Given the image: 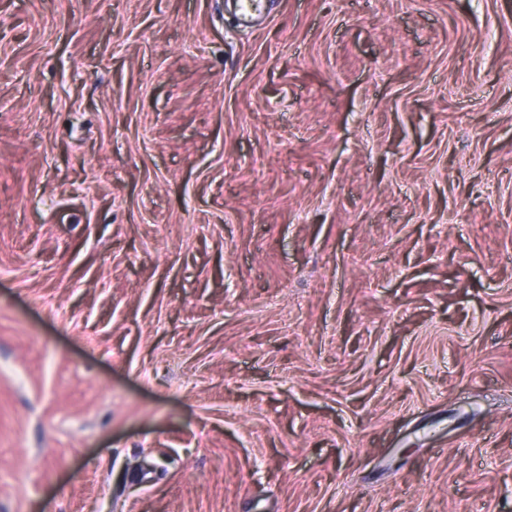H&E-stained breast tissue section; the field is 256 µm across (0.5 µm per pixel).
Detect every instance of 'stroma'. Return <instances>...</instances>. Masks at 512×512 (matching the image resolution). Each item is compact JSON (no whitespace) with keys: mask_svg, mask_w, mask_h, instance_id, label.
I'll return each mask as SVG.
<instances>
[{"mask_svg":"<svg viewBox=\"0 0 512 512\" xmlns=\"http://www.w3.org/2000/svg\"><path fill=\"white\" fill-rule=\"evenodd\" d=\"M0 0V512H512V0Z\"/></svg>","mask_w":512,"mask_h":512,"instance_id":"obj_1","label":"stroma"}]
</instances>
